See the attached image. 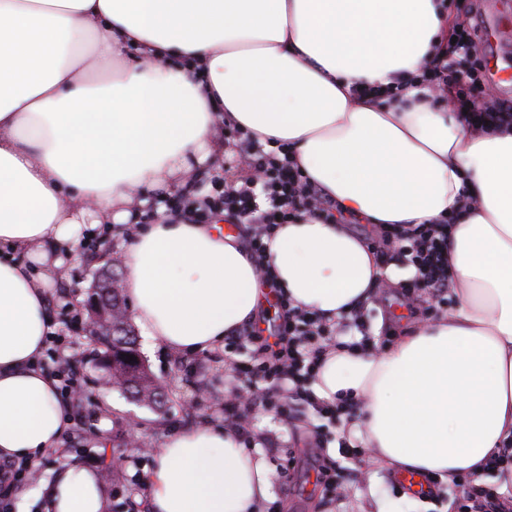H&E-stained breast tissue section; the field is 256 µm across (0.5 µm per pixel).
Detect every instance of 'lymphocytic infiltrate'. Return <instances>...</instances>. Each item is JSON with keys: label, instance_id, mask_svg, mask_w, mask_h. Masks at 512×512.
<instances>
[{"label": "lymphocytic infiltrate", "instance_id": "lymphocytic-infiltrate-1", "mask_svg": "<svg viewBox=\"0 0 512 512\" xmlns=\"http://www.w3.org/2000/svg\"><path fill=\"white\" fill-rule=\"evenodd\" d=\"M452 34L455 44L424 63L423 82L448 98L472 129L493 130L512 125L511 100L489 102L484 98L485 66L478 56L479 35L472 20L456 22ZM222 132L225 145L234 149L240 175L225 180L201 201L195 199L193 192H183L180 199L168 203L166 214L183 224H203L221 212L250 225L248 246L262 279L267 281L271 272L265 262L266 239L280 225L295 223L299 214L308 212L330 219L338 207L304 176L291 159L287 144L268 151L248 130L227 124ZM453 224L450 216L431 224H384L377 237L366 241L377 260H385L386 248L391 245L405 264L414 268L407 291L431 294L435 302L428 312L432 315L448 299V240ZM276 305L283 320L275 338L264 337L249 325L224 339L225 353L232 354L246 346L253 354V362L241 382L247 396L241 399L227 395L225 414L239 419L246 411L272 408L288 415L305 404L320 417L339 420L346 412L345 407L320 401L311 391L321 361L332 344L335 324L294 306L282 294L277 295Z\"/></svg>", "mask_w": 512, "mask_h": 512}]
</instances>
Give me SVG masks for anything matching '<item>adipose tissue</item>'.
I'll return each instance as SVG.
<instances>
[{
  "mask_svg": "<svg viewBox=\"0 0 512 512\" xmlns=\"http://www.w3.org/2000/svg\"><path fill=\"white\" fill-rule=\"evenodd\" d=\"M442 0H0V460L57 447L65 410L36 362L47 290L79 234L135 220V195L185 184L218 122L288 143L341 212L369 224L454 215L455 309L392 346L327 351L319 400L354 404L356 437L401 471L512 499V126L486 133L417 82L444 51ZM174 56L178 65L165 66ZM407 86L396 100L361 85ZM266 260L295 305L336 320L393 278L345 225H280ZM122 286L152 345L197 354L266 307L242 239L160 219L131 235ZM153 512H259L260 448L224 428L180 430L147 473ZM53 512H104L93 470H60Z\"/></svg>",
  "mask_w": 512,
  "mask_h": 512,
  "instance_id": "obj_1",
  "label": "adipose tissue"
}]
</instances>
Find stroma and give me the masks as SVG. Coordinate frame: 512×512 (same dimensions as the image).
Wrapping results in <instances>:
<instances>
[{
  "label": "stroma",
  "mask_w": 512,
  "mask_h": 512,
  "mask_svg": "<svg viewBox=\"0 0 512 512\" xmlns=\"http://www.w3.org/2000/svg\"><path fill=\"white\" fill-rule=\"evenodd\" d=\"M99 254L87 253L65 265L50 290V316L56 325L71 323L70 362L83 380L84 399L68 416L91 422L86 439L68 443L61 450L38 459L37 476L11 496V512H46L48 482L65 466L80 463L105 471L108 492L106 512H151L145 476L161 443L182 429L224 425V394L237 383L236 370L249 365L251 352L241 349L225 355L223 348L189 356L149 347L138 337V352L150 373L164 387L160 402L151 406L129 393L108 387L98 365L100 343L83 335L87 320L85 300L105 269ZM391 303L366 302L364 320L370 334L400 338L423 325V318H391ZM357 412L336 423L321 419L312 409L300 408L292 418L274 412L257 415L242 436L244 447L260 444L271 469L277 512H455L463 493L460 485L438 484L432 495L414 496L397 481L392 469L372 458L357 463L337 498L323 495L308 459L321 454L324 461L338 459L341 436L357 422ZM294 456L284 467L286 456Z\"/></svg>",
  "instance_id": "stroma-1"
}]
</instances>
